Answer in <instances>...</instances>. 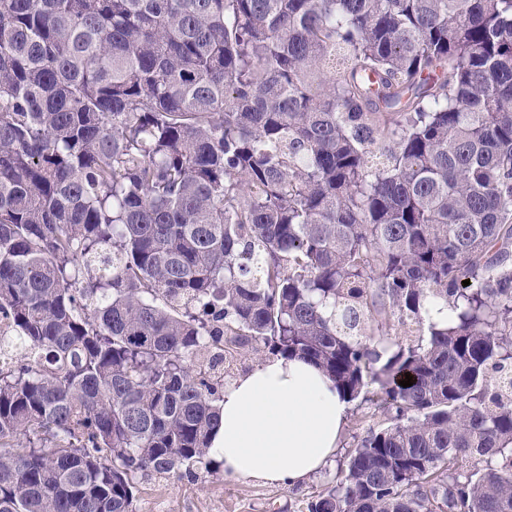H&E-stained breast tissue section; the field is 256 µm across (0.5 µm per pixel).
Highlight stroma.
<instances>
[{
	"label": "stroma",
	"instance_id": "1",
	"mask_svg": "<svg viewBox=\"0 0 512 512\" xmlns=\"http://www.w3.org/2000/svg\"><path fill=\"white\" fill-rule=\"evenodd\" d=\"M385 424L382 415L359 401L347 404L339 445L333 459L303 483L271 485L224 474L222 468L196 469L182 477H149L140 481L135 512H307V504L335 486L357 441L369 429Z\"/></svg>",
	"mask_w": 512,
	"mask_h": 512
}]
</instances>
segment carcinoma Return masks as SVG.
<instances>
[{"label":"carcinoma","instance_id":"cac0c4a2","mask_svg":"<svg viewBox=\"0 0 512 512\" xmlns=\"http://www.w3.org/2000/svg\"><path fill=\"white\" fill-rule=\"evenodd\" d=\"M0 315V512L210 469L255 344L387 421L308 512H512V0H0Z\"/></svg>","mask_w":512,"mask_h":512}]
</instances>
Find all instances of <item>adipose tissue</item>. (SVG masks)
Segmentation results:
<instances>
[{"label":"adipose tissue","mask_w":512,"mask_h":512,"mask_svg":"<svg viewBox=\"0 0 512 512\" xmlns=\"http://www.w3.org/2000/svg\"><path fill=\"white\" fill-rule=\"evenodd\" d=\"M223 421L210 456L225 475L297 485L336 453L345 403L300 358L273 356L224 389Z\"/></svg>","instance_id":"ef3b65f1"}]
</instances>
